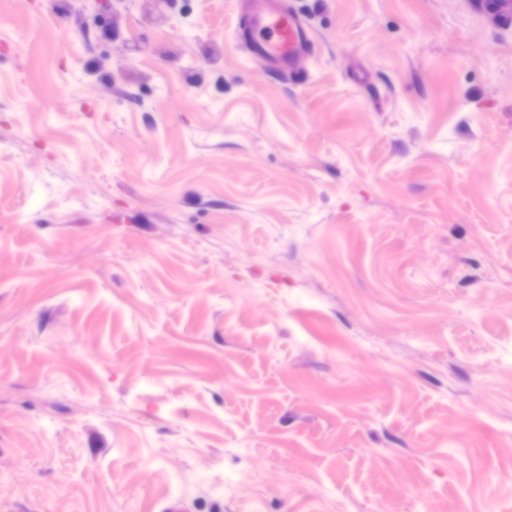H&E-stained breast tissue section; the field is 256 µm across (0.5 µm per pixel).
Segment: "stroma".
Returning <instances> with one entry per match:
<instances>
[{"label":"stroma","instance_id":"1","mask_svg":"<svg viewBox=\"0 0 512 512\" xmlns=\"http://www.w3.org/2000/svg\"><path fill=\"white\" fill-rule=\"evenodd\" d=\"M0 0V512H512V18ZM235 39L252 55L288 76H297L300 64L314 54V42L301 17L281 0H233Z\"/></svg>","mask_w":512,"mask_h":512}]
</instances>
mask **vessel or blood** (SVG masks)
Instances as JSON below:
<instances>
[{"label": "vessel or blood", "mask_w": 512, "mask_h": 512, "mask_svg": "<svg viewBox=\"0 0 512 512\" xmlns=\"http://www.w3.org/2000/svg\"><path fill=\"white\" fill-rule=\"evenodd\" d=\"M235 39L280 73L298 75L314 54V42L301 17L282 0H233Z\"/></svg>", "instance_id": "1"}]
</instances>
